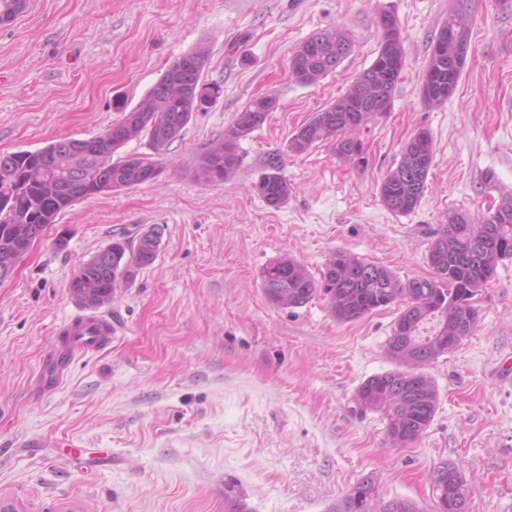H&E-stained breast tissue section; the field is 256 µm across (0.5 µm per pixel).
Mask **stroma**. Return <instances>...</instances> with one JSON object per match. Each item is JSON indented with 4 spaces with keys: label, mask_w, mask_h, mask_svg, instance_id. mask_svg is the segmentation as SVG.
<instances>
[{
    "label": "stroma",
    "mask_w": 512,
    "mask_h": 512,
    "mask_svg": "<svg viewBox=\"0 0 512 512\" xmlns=\"http://www.w3.org/2000/svg\"><path fill=\"white\" fill-rule=\"evenodd\" d=\"M449 0H27L0 26V154L91 137L136 105L200 41L219 98L161 158L154 182L79 201L0 282V503L16 512H225L227 485L250 512H326L372 478L386 498L434 512L431 474L461 465L469 512H512V260L477 298L473 334L426 366L439 400L427 430L396 447L381 414L354 402L365 379L392 370V305L342 323L326 300L282 309L260 273L284 255L319 275L346 251L401 279L430 276L427 255L450 214L487 211L512 195V9L474 0L459 83L427 104L422 75ZM393 11L406 50L389 112L361 132L365 163L327 146L287 150L292 132L343 95L375 59L380 16ZM353 45L334 73L296 82L288 60L317 33ZM277 102L240 142L219 185L197 159L257 97ZM434 159L419 206L397 215L377 186L418 131ZM281 159L292 192L269 207L253 186ZM495 175L486 185V172ZM158 227L155 262L101 307L114 331L48 375L58 331L81 307L74 269L116 238ZM65 248H58L57 239ZM105 452L89 464L61 442Z\"/></svg>",
    "instance_id": "1"
}]
</instances>
